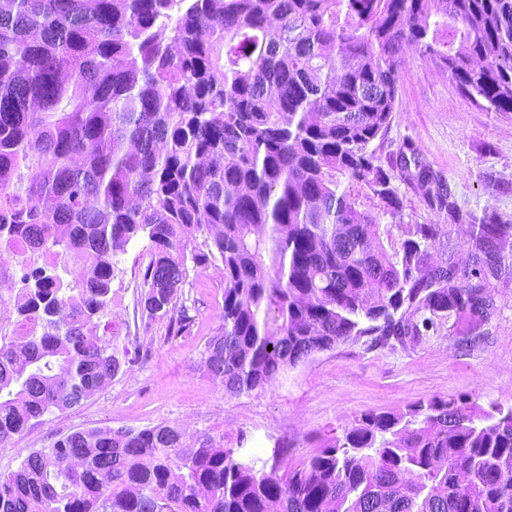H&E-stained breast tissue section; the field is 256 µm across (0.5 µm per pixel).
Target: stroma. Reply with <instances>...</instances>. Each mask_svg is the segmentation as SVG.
I'll use <instances>...</instances> for the list:
<instances>
[{
	"label": "stroma",
	"mask_w": 512,
	"mask_h": 512,
	"mask_svg": "<svg viewBox=\"0 0 512 512\" xmlns=\"http://www.w3.org/2000/svg\"><path fill=\"white\" fill-rule=\"evenodd\" d=\"M412 140L454 188L463 209L492 212L512 225V112L471 104L446 71L406 51L396 114L381 153ZM151 255L147 240L131 242L112 260V303L100 322L122 366L81 406L45 416L0 454V474L29 452L72 432L177 423L187 436L207 433L228 447L252 449L277 465L274 446L286 442L290 467L315 455L325 438L342 435L363 412L399 411L434 396L468 395L483 406L512 408V268L493 290L485 340L456 344L440 332L407 349H366L349 341L314 354L249 394L224 392L205 371L201 352L221 323L224 283L215 266L193 267L181 301L189 331L169 333V318L150 319L139 302Z\"/></svg>",
	"instance_id": "35a3bbf8"
}]
</instances>
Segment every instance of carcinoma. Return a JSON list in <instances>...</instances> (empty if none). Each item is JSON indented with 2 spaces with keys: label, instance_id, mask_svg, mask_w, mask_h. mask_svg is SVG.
Segmentation results:
<instances>
[{
  "label": "carcinoma",
  "instance_id": "1",
  "mask_svg": "<svg viewBox=\"0 0 512 512\" xmlns=\"http://www.w3.org/2000/svg\"><path fill=\"white\" fill-rule=\"evenodd\" d=\"M408 47L512 112V0H0V242L53 256L23 272L0 338V446L121 369L98 318L135 238L152 254L142 311L179 312L176 335L188 263L222 268L202 355L234 395L351 340L414 347L445 319L479 337L512 226L463 210L412 141L374 147ZM397 179L469 237L466 265L431 261L438 224L385 246ZM274 508L512 512V409L366 411L285 475L177 423L75 431L0 475V512Z\"/></svg>",
  "mask_w": 512,
  "mask_h": 512
}]
</instances>
